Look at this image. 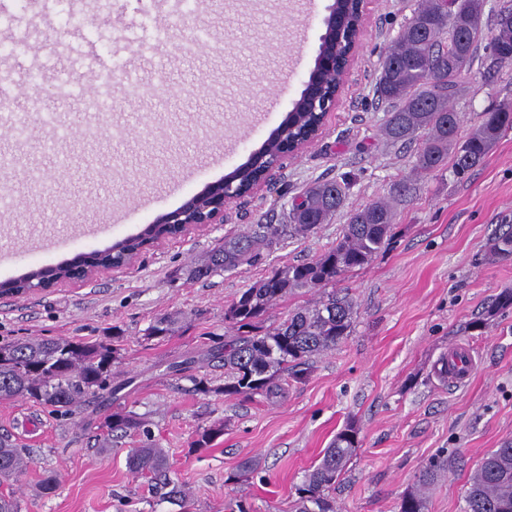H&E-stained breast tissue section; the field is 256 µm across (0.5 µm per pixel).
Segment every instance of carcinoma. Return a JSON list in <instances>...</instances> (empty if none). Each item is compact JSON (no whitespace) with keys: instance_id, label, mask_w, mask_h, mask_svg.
Masks as SVG:
<instances>
[{"instance_id":"carcinoma-1","label":"carcinoma","mask_w":512,"mask_h":512,"mask_svg":"<svg viewBox=\"0 0 512 512\" xmlns=\"http://www.w3.org/2000/svg\"><path fill=\"white\" fill-rule=\"evenodd\" d=\"M484 0H451L446 7L419 0L400 34L387 47L374 85L378 100L387 104L384 134L403 145L426 139L415 153V168L435 171L452 161L457 177L481 163L499 136L512 129V102L504 101L483 114L481 124L466 138L459 136L460 116L454 102L472 80L480 53L487 71L512 67V0L496 13L491 35L483 24ZM354 15L347 0H336V28L350 26ZM349 190L345 178L315 183L302 192L288 211L286 224H258L250 234L215 246L187 275L208 279L255 262L273 240L314 232L341 208ZM393 211L378 200L352 211L336 244L315 258L280 266L243 291L224 312L237 329H253L261 317L288 292L297 288L324 290L356 268L368 265L391 237ZM501 257L512 256V224H503L490 243ZM353 302L336 291L325 293L312 306L288 315L262 334L224 337V351L211 357L224 366V386L213 388L205 377L189 376L191 392L211 393L253 401L282 396L281 375L301 379L312 359L336 348L351 332ZM175 319L160 317L147 336L165 338ZM114 345L82 339H28L0 344V400L25 397L54 412L70 408L110 389ZM106 437L137 435L138 446L127 455L129 468L154 484L178 493L169 477L167 456L154 439L144 417L134 411L106 416ZM359 447L358 430L348 424L336 433L321 461L297 488L294 512H335L328 491L336 487ZM32 458L7 435H0V483L18 482ZM448 459L428 460L419 472L416 489L405 493L398 512H425L424 490L448 472ZM465 512H512V442L491 450L469 480Z\"/></svg>"}]
</instances>
